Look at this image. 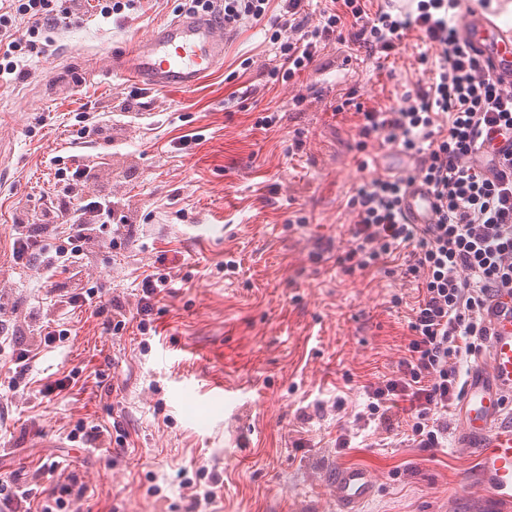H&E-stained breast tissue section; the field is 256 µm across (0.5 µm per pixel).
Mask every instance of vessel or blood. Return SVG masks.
I'll return each mask as SVG.
<instances>
[{
  "label": "vessel or blood",
  "mask_w": 512,
  "mask_h": 512,
  "mask_svg": "<svg viewBox=\"0 0 512 512\" xmlns=\"http://www.w3.org/2000/svg\"><path fill=\"white\" fill-rule=\"evenodd\" d=\"M463 27L466 40L479 51L489 71L512 81V33L476 14L466 15ZM226 45L219 16L179 15L113 56L111 72L146 90L190 89L223 65ZM417 164L416 157L398 153L375 161L377 169L387 172L409 171ZM401 211L409 224L437 221L434 194L419 181L408 188ZM486 319L492 332L489 360L469 369L459 409L458 442L467 448L476 482L486 497L508 507L512 505V422L504 420L503 413L507 398L512 397V297H494ZM332 486L341 512H357L375 488L367 471L359 467L337 468Z\"/></svg>",
  "instance_id": "vessel-or-blood-1"
}]
</instances>
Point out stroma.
Segmentation results:
<instances>
[{
  "label": "stroma",
  "mask_w": 512,
  "mask_h": 512,
  "mask_svg": "<svg viewBox=\"0 0 512 512\" xmlns=\"http://www.w3.org/2000/svg\"><path fill=\"white\" fill-rule=\"evenodd\" d=\"M143 5L56 27L49 53L0 86V318L20 350L38 346L43 326L72 331L38 346L27 387L0 396V485L24 486L44 465L54 479L76 476L82 512H339L329 476L351 465L376 485L359 512H467L457 405L438 414L443 444L428 450L409 442L402 407L386 426L367 408L398 373L417 281L401 258L368 272L337 262L353 241L349 197L398 147L378 138L357 151L361 118L336 106H396L426 84L437 48L412 32L376 61L334 40L272 85L278 51L246 23L196 88L145 91L108 77L112 51L181 0ZM344 59L346 74L323 88L322 71ZM267 107L277 114L266 130L255 121ZM82 111L100 115L106 137L78 142ZM195 134L200 144L180 145ZM84 165L130 218L111 246L90 249L79 277L121 306L129 322L116 333L67 303L79 279L45 278L11 256L18 209L52 194L56 167ZM154 271L172 286L142 332L132 318ZM71 373L73 388L45 393ZM218 381L227 390L209 399ZM81 423L103 437L70 441ZM211 476L213 501L190 508L183 479Z\"/></svg>",
  "instance_id": "35a3bbf8"
}]
</instances>
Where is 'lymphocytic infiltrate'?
<instances>
[{"instance_id": "1", "label": "lymphocytic infiltrate", "mask_w": 512, "mask_h": 512, "mask_svg": "<svg viewBox=\"0 0 512 512\" xmlns=\"http://www.w3.org/2000/svg\"><path fill=\"white\" fill-rule=\"evenodd\" d=\"M187 0L188 12L222 10L224 29L266 22L279 46L273 82L309 69L334 34L349 32L371 57H388L410 32L439 49L426 86L396 107L363 110L358 151L377 137L401 145L422 163L415 176L378 178L348 200L354 215L352 246L339 264L366 271L398 250L409 252L406 275L422 291L408 328V354L398 378L372 392L370 413L389 424L392 404L405 401L411 439L438 447L444 429L434 416L461 399L459 366L489 340L484 312L497 294L512 295V83L492 75L459 26L461 0H416L413 10L368 15L365 0H329L316 20L302 14V0ZM68 0H5L0 6V79L43 55L40 38L61 21L78 22ZM431 186L437 200L433 224L405 223L401 197L413 177ZM58 189L40 211L38 230L17 224L12 257L25 267L54 274L76 271L94 238L126 223L111 197L97 195L90 169L60 168ZM73 484L49 487L40 480L0 499L5 512H79Z\"/></svg>"}]
</instances>
